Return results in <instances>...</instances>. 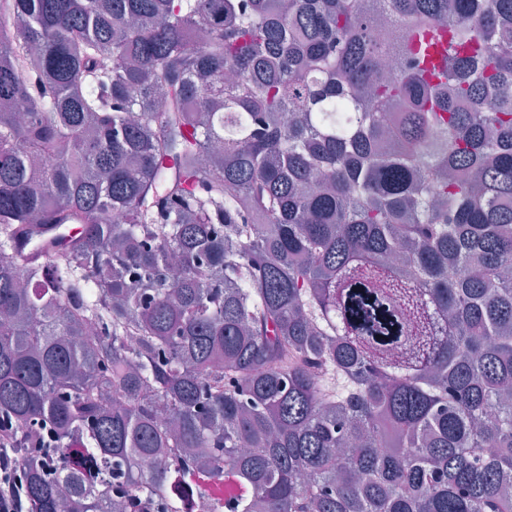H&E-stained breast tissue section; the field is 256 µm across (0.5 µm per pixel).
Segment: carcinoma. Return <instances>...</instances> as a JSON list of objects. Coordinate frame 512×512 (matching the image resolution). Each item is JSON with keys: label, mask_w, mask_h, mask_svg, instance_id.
<instances>
[{"label": "carcinoma", "mask_w": 512, "mask_h": 512, "mask_svg": "<svg viewBox=\"0 0 512 512\" xmlns=\"http://www.w3.org/2000/svg\"><path fill=\"white\" fill-rule=\"evenodd\" d=\"M2 421L31 512H512V0H0Z\"/></svg>", "instance_id": "1"}]
</instances>
